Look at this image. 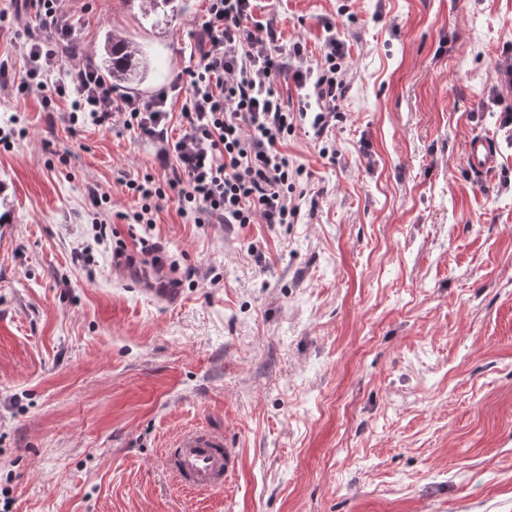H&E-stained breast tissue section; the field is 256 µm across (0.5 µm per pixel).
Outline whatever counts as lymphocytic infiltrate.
I'll return each instance as SVG.
<instances>
[{"label": "lymphocytic infiltrate", "mask_w": 512, "mask_h": 512, "mask_svg": "<svg viewBox=\"0 0 512 512\" xmlns=\"http://www.w3.org/2000/svg\"><path fill=\"white\" fill-rule=\"evenodd\" d=\"M33 12L18 44L25 72L11 86L15 95L43 91L44 102L70 101L71 125L121 127L166 139L173 160L164 177L146 174L126 180L138 208L123 214L129 224H149L162 200L176 202L179 214L195 224H290L299 212L292 194L305 169L283 152L294 114L276 88L291 74L303 86L307 73L290 70L287 58L302 55L301 43L284 45L263 26H248L252 0H209L194 34V67L183 83V124L179 137L167 136L169 93L151 99L117 95L90 55L74 57V29L64 0H23ZM344 44L329 38L316 71L320 106L311 117L324 133L340 108L344 90Z\"/></svg>", "instance_id": "1"}]
</instances>
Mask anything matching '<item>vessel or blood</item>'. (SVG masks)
I'll use <instances>...</instances> for the list:
<instances>
[{
    "label": "vessel or blood",
    "instance_id": "vessel-or-blood-1",
    "mask_svg": "<svg viewBox=\"0 0 512 512\" xmlns=\"http://www.w3.org/2000/svg\"><path fill=\"white\" fill-rule=\"evenodd\" d=\"M499 151L493 139L475 135L465 146L466 166L476 177L494 173ZM170 461L180 481L193 489L223 486L233 469L234 459L223 436L195 428L184 432L170 450Z\"/></svg>",
    "mask_w": 512,
    "mask_h": 512
}]
</instances>
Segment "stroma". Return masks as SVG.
<instances>
[{
  "label": "stroma",
  "instance_id": "obj_1",
  "mask_svg": "<svg viewBox=\"0 0 512 512\" xmlns=\"http://www.w3.org/2000/svg\"><path fill=\"white\" fill-rule=\"evenodd\" d=\"M207 5L155 26L136 0L65 2L86 52L106 27L151 50L152 80L116 88L145 99L194 66ZM327 19L348 85L327 133L302 119L283 147L306 171L290 224L164 200L98 244L161 140L0 91V512H512V0L252 6L310 59ZM474 134L500 150L485 179ZM194 427L231 444L223 488L164 464ZM499 157L496 143L489 137L474 135L466 142V166L478 178L494 173L499 164Z\"/></svg>",
  "mask_w": 512,
  "mask_h": 512
}]
</instances>
